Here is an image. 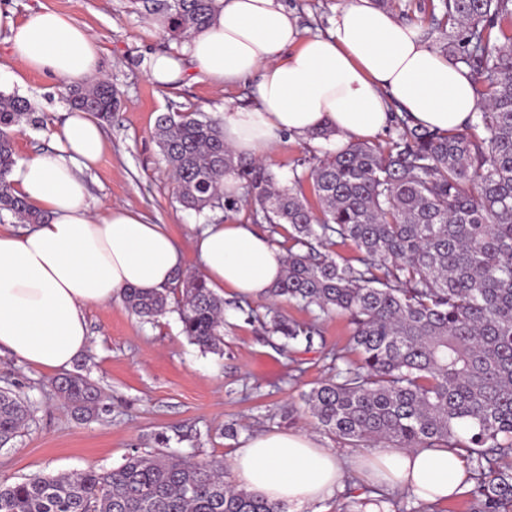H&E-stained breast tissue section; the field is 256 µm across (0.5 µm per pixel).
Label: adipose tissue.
I'll return each instance as SVG.
<instances>
[{"instance_id": "1", "label": "adipose tissue", "mask_w": 512, "mask_h": 512, "mask_svg": "<svg viewBox=\"0 0 512 512\" xmlns=\"http://www.w3.org/2000/svg\"><path fill=\"white\" fill-rule=\"evenodd\" d=\"M211 23L181 46L149 54L143 69L162 87L196 74L217 87L254 86V104L225 103L219 119L236 155L263 160L282 135L328 129L333 148L371 139L393 112L434 132L464 128L477 107L467 68L370 0H344L327 32L303 34L283 0H214ZM24 70L69 84L97 73L100 48L70 17L40 7L18 16L0 7V33ZM55 150L18 164L16 195L45 215L18 233L0 232V349L44 369L67 368L90 345L85 307L125 288L170 287L183 252L166 225L113 205L95 215L84 175L104 139L89 113L70 112L51 132ZM210 288L267 296L284 273L285 248L250 224L200 225L192 237ZM367 481L445 501L470 473L458 448H376L358 457ZM238 483L288 512H308L341 486L345 462L302 432L252 437L229 460Z\"/></svg>"}]
</instances>
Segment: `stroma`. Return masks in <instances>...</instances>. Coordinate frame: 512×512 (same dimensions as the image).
Returning a JSON list of instances; mask_svg holds the SVG:
<instances>
[{
	"label": "stroma",
	"instance_id": "stroma-1",
	"mask_svg": "<svg viewBox=\"0 0 512 512\" xmlns=\"http://www.w3.org/2000/svg\"><path fill=\"white\" fill-rule=\"evenodd\" d=\"M343 0H285L302 28L326 32ZM0 6L25 15L45 6L70 16L101 47L100 74L115 90L118 105L104 125L105 149L87 175L96 212L121 204L142 212L150 223L166 225L179 241L184 267L198 270L192 249L194 227L221 218L250 224L252 205L234 199L221 215L183 208L176 185L153 138L162 112L222 111L225 101L249 105L252 86L217 88L206 81L180 82L162 89L146 76V55L171 47L163 28L154 27L136 0H0ZM0 70L18 79L0 84V92L29 99L43 127L24 126L14 137L20 160L49 149L50 129L69 109L67 93L36 72L18 71L0 42ZM315 141L286 137L264 166L281 184L294 179L299 160L316 149ZM224 352H202L181 332L176 312L145 321L122 301L86 307L91 345L72 371L86 375L100 390L95 417L79 420L53 394L52 373L31 368L8 352L0 353V389L28 397L32 421L25 431L0 447V482L15 483L35 475L106 471L118 467L131 449L157 455L180 454L196 460H228L249 438L270 432L301 431L342 457L360 450L336 437L310 415L304 396L332 375L333 352L348 348L347 317L321 319V334L310 350L289 354L268 343L260 326L224 298ZM235 424L236 437L224 434Z\"/></svg>",
	"mask_w": 512,
	"mask_h": 512
}]
</instances>
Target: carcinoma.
<instances>
[{
    "label": "carcinoma",
    "instance_id": "cac0c4a2",
    "mask_svg": "<svg viewBox=\"0 0 512 512\" xmlns=\"http://www.w3.org/2000/svg\"><path fill=\"white\" fill-rule=\"evenodd\" d=\"M214 0H140L175 39L209 24ZM430 24L446 33L440 51L472 77L477 111L463 129L441 134L393 114L384 149L350 143L310 157L307 179L289 185L257 165L244 192L269 224L289 226L282 278L270 298L294 301L313 319L271 306L254 319L294 349H309L318 320L345 315L360 359L338 351L336 375L305 394L318 424L356 447L463 448L476 485L475 512L512 506V0H439ZM74 109L103 122L116 108L112 83L96 79L69 94ZM37 125L30 100L0 93V213L20 224L44 215L14 194L13 134ZM153 137L190 210L224 209V173L238 166L216 118L164 112ZM357 255L338 262L321 248L332 237ZM158 291L126 288L122 301L151 319L174 309L200 349L224 347V299L202 276L179 270ZM78 419L98 413L100 391L80 373L52 381ZM30 407L0 390V443L25 428ZM0 512H288L234 483L220 461L192 462L132 449L109 471L90 468L0 483Z\"/></svg>",
    "mask_w": 512,
    "mask_h": 512
}]
</instances>
